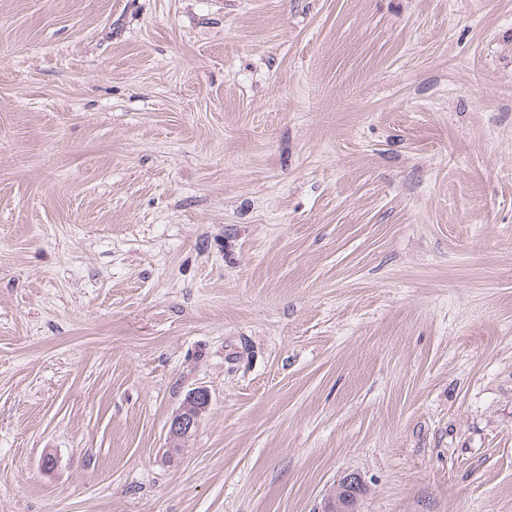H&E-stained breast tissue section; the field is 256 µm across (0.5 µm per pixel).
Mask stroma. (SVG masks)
Wrapping results in <instances>:
<instances>
[{"mask_svg":"<svg viewBox=\"0 0 512 512\" xmlns=\"http://www.w3.org/2000/svg\"><path fill=\"white\" fill-rule=\"evenodd\" d=\"M349 474L512 512V0H0V512ZM209 401V394L203 388H195L188 394L168 423V435L172 442L179 443L195 434Z\"/></svg>","mask_w":512,"mask_h":512,"instance_id":"1","label":"stroma"}]
</instances>
